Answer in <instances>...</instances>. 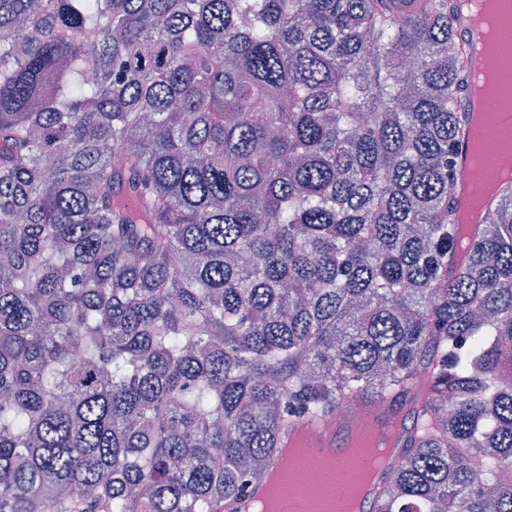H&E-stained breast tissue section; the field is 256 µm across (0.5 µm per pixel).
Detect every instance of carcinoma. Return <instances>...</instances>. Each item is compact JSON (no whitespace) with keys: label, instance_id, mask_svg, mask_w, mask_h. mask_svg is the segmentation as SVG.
Instances as JSON below:
<instances>
[{"label":"carcinoma","instance_id":"obj_1","mask_svg":"<svg viewBox=\"0 0 512 512\" xmlns=\"http://www.w3.org/2000/svg\"><path fill=\"white\" fill-rule=\"evenodd\" d=\"M450 2L0 0V512H232L297 419L428 388L377 512H512ZM470 135V123L466 125L461 137L459 138V145L456 151V155L454 156L455 162V179L456 185L459 189V195L457 196L460 199L461 192L465 186L466 178L468 175V160L465 152L466 143L468 141Z\"/></svg>","mask_w":512,"mask_h":512}]
</instances>
